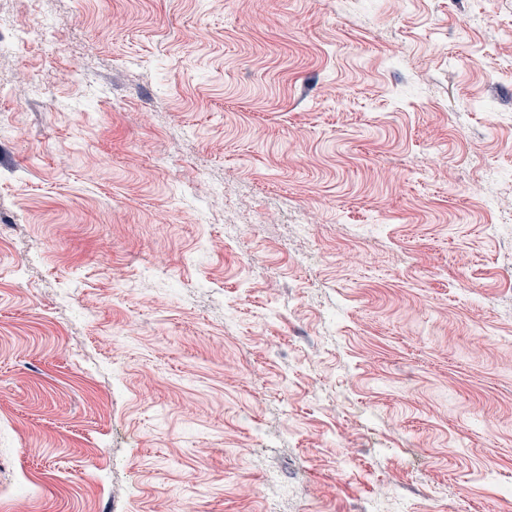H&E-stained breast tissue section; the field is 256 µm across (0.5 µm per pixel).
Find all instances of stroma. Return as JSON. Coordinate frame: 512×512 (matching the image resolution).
<instances>
[{
    "label": "stroma",
    "mask_w": 512,
    "mask_h": 512,
    "mask_svg": "<svg viewBox=\"0 0 512 512\" xmlns=\"http://www.w3.org/2000/svg\"><path fill=\"white\" fill-rule=\"evenodd\" d=\"M37 19L0 512H512V0H0Z\"/></svg>",
    "instance_id": "stroma-1"
}]
</instances>
